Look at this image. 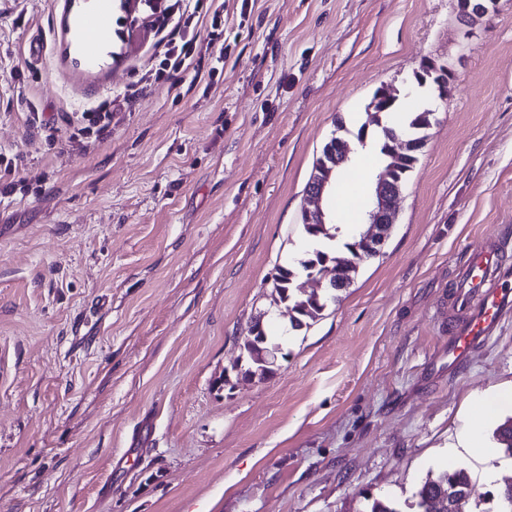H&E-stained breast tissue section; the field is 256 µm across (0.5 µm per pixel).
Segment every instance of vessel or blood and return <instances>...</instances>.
Returning a JSON list of instances; mask_svg holds the SVG:
<instances>
[{"mask_svg":"<svg viewBox=\"0 0 512 512\" xmlns=\"http://www.w3.org/2000/svg\"><path fill=\"white\" fill-rule=\"evenodd\" d=\"M500 244L486 242L470 249L458 290L455 314L448 321V360L456 362L492 336L503 311L512 308V291L497 275Z\"/></svg>","mask_w":512,"mask_h":512,"instance_id":"1","label":"vessel or blood"}]
</instances>
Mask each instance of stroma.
<instances>
[{
    "label": "stroma",
    "mask_w": 512,
    "mask_h": 512,
    "mask_svg": "<svg viewBox=\"0 0 512 512\" xmlns=\"http://www.w3.org/2000/svg\"><path fill=\"white\" fill-rule=\"evenodd\" d=\"M175 2L0 0V512H414L452 463L487 512L483 472L512 460L450 447L471 397L512 379V315L456 368L444 347L465 251L512 244V0L469 28L457 0H224L221 76L68 142L152 65ZM429 59L447 98L405 96ZM384 84L434 111L391 234L290 330L272 277L313 247L314 162ZM259 315L282 352L240 381ZM138 91H127L110 100H104L94 111L82 113L76 123L69 121L68 141L87 148L103 140L112 132L114 112L127 110L138 97Z\"/></svg>",
    "instance_id": "stroma-1"
}]
</instances>
